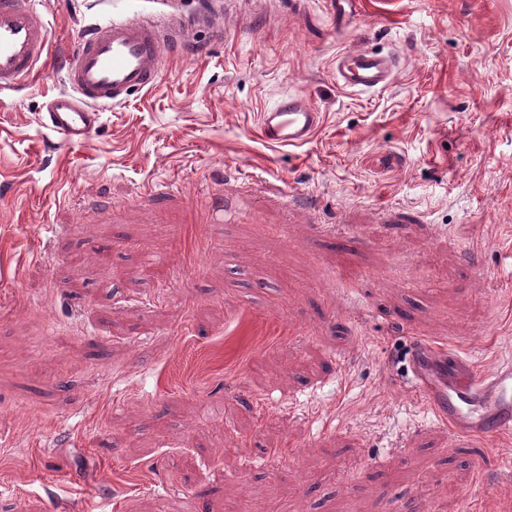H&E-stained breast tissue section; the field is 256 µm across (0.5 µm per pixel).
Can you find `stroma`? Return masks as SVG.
I'll return each instance as SVG.
<instances>
[{
	"mask_svg": "<svg viewBox=\"0 0 512 512\" xmlns=\"http://www.w3.org/2000/svg\"><path fill=\"white\" fill-rule=\"evenodd\" d=\"M362 2L340 30L326 0H42L47 54L0 93L7 512H512V432L458 451L406 371L417 338L512 358V0ZM208 6L228 37L88 145L40 123L85 26ZM372 49L393 84L339 86ZM289 93L323 115L299 147L259 129ZM336 82L352 92H375L395 79L399 64L389 53L361 50L336 55Z\"/></svg>",
	"mask_w": 512,
	"mask_h": 512,
	"instance_id": "35a3bbf8",
	"label": "stroma"
}]
</instances>
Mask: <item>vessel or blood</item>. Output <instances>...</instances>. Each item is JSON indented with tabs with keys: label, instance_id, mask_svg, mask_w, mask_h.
<instances>
[{
	"label": "vessel or blood",
	"instance_id": "b4317fda",
	"mask_svg": "<svg viewBox=\"0 0 512 512\" xmlns=\"http://www.w3.org/2000/svg\"><path fill=\"white\" fill-rule=\"evenodd\" d=\"M328 9L342 29L358 16L359 0H328ZM187 32L178 20L163 25L113 20L89 30L67 65L66 90L50 100L42 123L69 146L85 145L101 125L102 107L154 88L163 49L184 47ZM50 37L49 23L34 0H0V91L14 89L32 72ZM398 68L391 54L361 50L337 54L334 74L344 89L375 92L394 81ZM320 119L307 98L288 94L261 112L259 121L267 141L298 146L310 140ZM408 364L421 400L447 425L457 447L512 431V361L485 371L445 346L417 340Z\"/></svg>",
	"mask_w": 512,
	"mask_h": 512
}]
</instances>
